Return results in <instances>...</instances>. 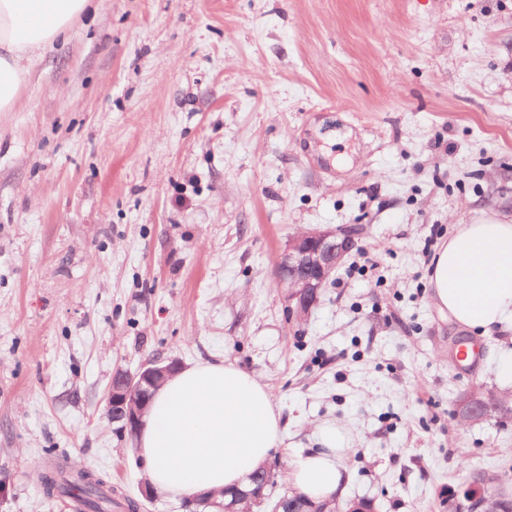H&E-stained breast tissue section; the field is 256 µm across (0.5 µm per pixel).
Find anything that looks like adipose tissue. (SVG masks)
<instances>
[{"instance_id": "ef3b65f1", "label": "adipose tissue", "mask_w": 512, "mask_h": 512, "mask_svg": "<svg viewBox=\"0 0 512 512\" xmlns=\"http://www.w3.org/2000/svg\"><path fill=\"white\" fill-rule=\"evenodd\" d=\"M94 0H0V112L11 111L34 65ZM429 283L439 310L483 334L512 328V223L481 215L457 225L432 258ZM281 417L269 392L226 362L181 369L154 395L137 437L155 492L194 499L243 487L277 446ZM323 449L292 458L300 492L336 496L345 480L339 431Z\"/></svg>"}]
</instances>
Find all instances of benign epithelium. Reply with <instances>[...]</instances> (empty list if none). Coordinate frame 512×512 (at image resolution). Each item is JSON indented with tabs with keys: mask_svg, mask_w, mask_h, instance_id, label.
<instances>
[{
	"mask_svg": "<svg viewBox=\"0 0 512 512\" xmlns=\"http://www.w3.org/2000/svg\"><path fill=\"white\" fill-rule=\"evenodd\" d=\"M357 246L356 233L351 229L303 231L288 242L278 265L279 280L286 288L285 303L288 315L303 320L319 301L336 270L347 255ZM180 361L176 358H156L142 365L135 373L119 370L112 379L107 396V407L112 421L119 424L123 434L135 436L146 409L157 389L177 370ZM455 414L465 422H477L493 414L512 416V405L496 398H488L470 392L462 393L456 404ZM265 486L234 493L229 502H220L213 495L197 498L202 505H215L222 512H240L244 500L253 503L265 501ZM449 512H508L512 506L505 502L497 508L487 507L484 486L471 482L458 495L448 499Z\"/></svg>",
	"mask_w": 512,
	"mask_h": 512,
	"instance_id": "obj_1",
	"label": "benign epithelium"
}]
</instances>
